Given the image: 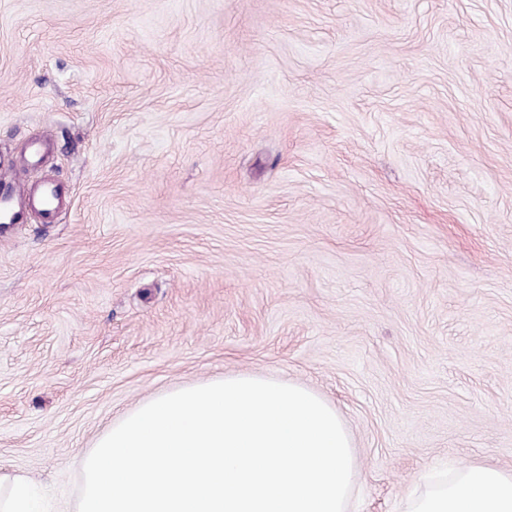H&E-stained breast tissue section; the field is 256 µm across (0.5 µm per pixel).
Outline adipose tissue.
Segmentation results:
<instances>
[{
    "mask_svg": "<svg viewBox=\"0 0 512 512\" xmlns=\"http://www.w3.org/2000/svg\"><path fill=\"white\" fill-rule=\"evenodd\" d=\"M0 512H42L28 476L0 475ZM413 512H512V473L466 467L456 479L415 499Z\"/></svg>",
    "mask_w": 512,
    "mask_h": 512,
    "instance_id": "1",
    "label": "adipose tissue"
}]
</instances>
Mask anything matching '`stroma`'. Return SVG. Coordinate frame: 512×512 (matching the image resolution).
Masks as SVG:
<instances>
[{"instance_id":"stroma-1","label":"stroma","mask_w":512,"mask_h":512,"mask_svg":"<svg viewBox=\"0 0 512 512\" xmlns=\"http://www.w3.org/2000/svg\"><path fill=\"white\" fill-rule=\"evenodd\" d=\"M0 473L77 512L137 404L230 375L340 414L348 512L512 472V0H0ZM16 198L20 199L26 209L44 213H50L59 200L55 183L47 181L37 190H25L16 187L8 171L0 167V213L5 223L17 221Z\"/></svg>"}]
</instances>
